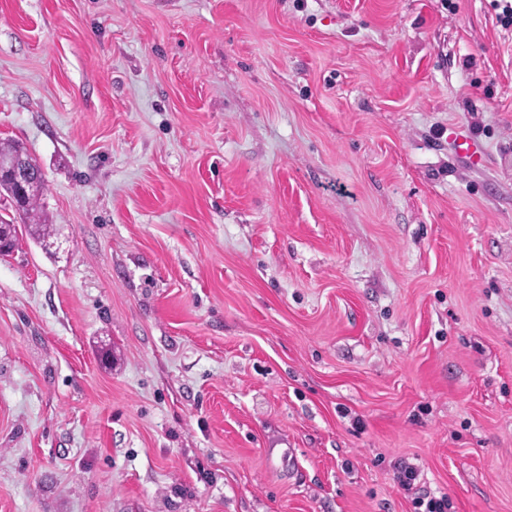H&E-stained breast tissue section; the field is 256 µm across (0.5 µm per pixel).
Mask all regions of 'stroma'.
Instances as JSON below:
<instances>
[{
	"mask_svg": "<svg viewBox=\"0 0 512 512\" xmlns=\"http://www.w3.org/2000/svg\"><path fill=\"white\" fill-rule=\"evenodd\" d=\"M0 512H512L492 0H0ZM30 158L33 162V172L29 168L26 158L23 156L8 161L6 167L11 177L24 192H27L29 189L35 191L39 188V182L37 181L35 173L39 175V190L36 193L24 194L20 201H18L20 204L17 211L23 222L26 235L31 236L35 242L41 243L55 235L56 229L53 228V224L46 223L47 218L39 206L41 197L46 189V184L40 166L32 157Z\"/></svg>",
	"mask_w": 512,
	"mask_h": 512,
	"instance_id": "obj_1",
	"label": "stroma"
}]
</instances>
